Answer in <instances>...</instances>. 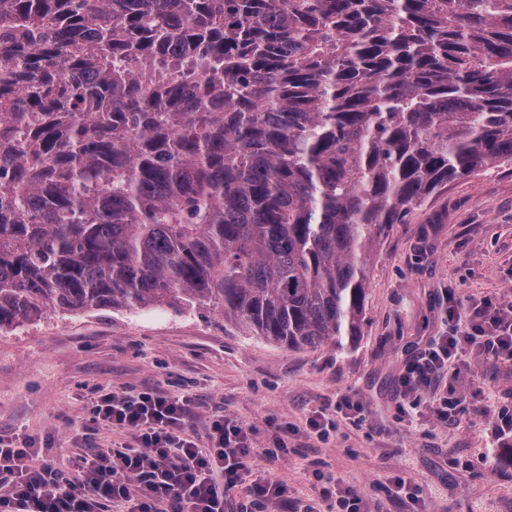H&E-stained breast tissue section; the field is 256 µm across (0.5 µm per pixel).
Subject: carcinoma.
<instances>
[{"label":"carcinoma","instance_id":"carcinoma-1","mask_svg":"<svg viewBox=\"0 0 512 512\" xmlns=\"http://www.w3.org/2000/svg\"><path fill=\"white\" fill-rule=\"evenodd\" d=\"M512 166V0H0V331L362 335L391 224Z\"/></svg>","mask_w":512,"mask_h":512}]
</instances>
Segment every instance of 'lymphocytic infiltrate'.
<instances>
[{"instance_id": "obj_1", "label": "lymphocytic infiltrate", "mask_w": 512, "mask_h": 512, "mask_svg": "<svg viewBox=\"0 0 512 512\" xmlns=\"http://www.w3.org/2000/svg\"><path fill=\"white\" fill-rule=\"evenodd\" d=\"M452 335L434 339L402 374L406 396L427 398L439 419L461 418L466 394L456 377L441 381L449 359L474 355L512 361V320L477 306L469 313L448 309ZM192 401L157 390L116 394L98 386L88 404L91 423L124 432L115 448L89 447L61 464L40 462L33 438L21 444L0 440V512H224L226 497L244 488L239 512H274L287 501L285 482L252 480L257 455L275 461L288 446L287 428H276L273 447L250 445L252 429L226 415H215L210 442L199 445L189 433ZM318 505L304 512H360L363 497L340 487L335 475L313 470Z\"/></svg>"}]
</instances>
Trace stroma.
<instances>
[{"label":"stroma","instance_id":"35a3bbf8","mask_svg":"<svg viewBox=\"0 0 512 512\" xmlns=\"http://www.w3.org/2000/svg\"><path fill=\"white\" fill-rule=\"evenodd\" d=\"M462 307L512 302V172L495 168L448 185L390 226L370 260L363 334L344 349L289 350L208 307L48 314L0 333V436L51 440V460L81 452L94 387L194 397L190 430L205 436L216 410L272 444L270 421L290 423L292 452L256 460V477L284 480L303 506L309 463L365 494L363 512H512V363L472 362L458 387L462 422H439L427 403L401 413L405 365L448 329V296ZM360 412L339 410L341 397ZM322 412L327 441L307 434ZM406 473L417 500L389 491Z\"/></svg>","mask_w":512,"mask_h":512}]
</instances>
